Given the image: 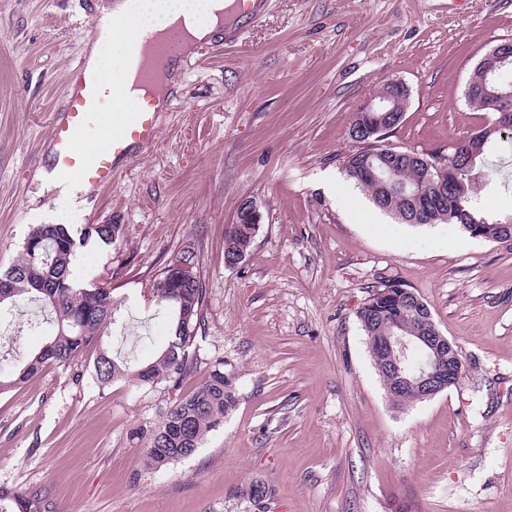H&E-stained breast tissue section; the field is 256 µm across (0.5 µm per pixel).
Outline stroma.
I'll return each instance as SVG.
<instances>
[{
  "label": "stroma",
  "mask_w": 512,
  "mask_h": 512,
  "mask_svg": "<svg viewBox=\"0 0 512 512\" xmlns=\"http://www.w3.org/2000/svg\"><path fill=\"white\" fill-rule=\"evenodd\" d=\"M110 0H0V272L39 224L118 225L75 276L120 299L114 354L168 340L156 276L194 252L205 290L199 363L179 385H101L95 352L0 394V484L50 488L56 512H512V244L459 225L404 224L345 179L355 112L388 80L409 100L390 137L443 151L490 120L465 91L512 39V0H273L238 45L192 54L154 146L111 187L69 203L44 180L65 77ZM253 202L261 227L224 264V228ZM414 290L466 376L394 408L357 317L372 287ZM223 362L237 405L190 457L144 470L141 432Z\"/></svg>",
  "instance_id": "stroma-1"
}]
</instances>
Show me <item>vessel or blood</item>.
I'll return each mask as SVG.
<instances>
[{"instance_id":"1","label":"vessel or blood","mask_w":512,"mask_h":512,"mask_svg":"<svg viewBox=\"0 0 512 512\" xmlns=\"http://www.w3.org/2000/svg\"><path fill=\"white\" fill-rule=\"evenodd\" d=\"M145 38V33L115 26L111 67L91 68L81 61L68 73L48 140L49 169L56 176L102 188L155 144L159 112L173 103L142 108L127 88L131 75L141 88L154 80L143 55Z\"/></svg>"}]
</instances>
